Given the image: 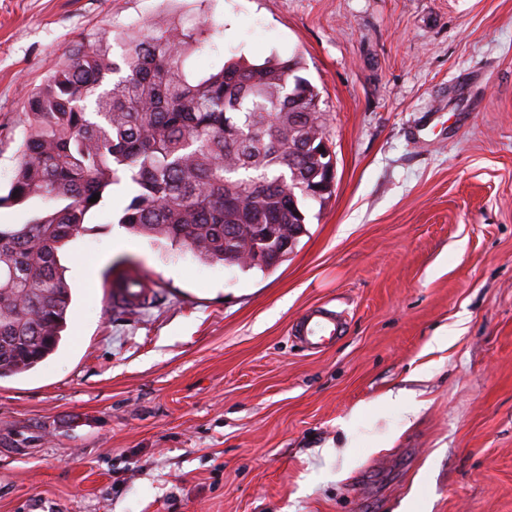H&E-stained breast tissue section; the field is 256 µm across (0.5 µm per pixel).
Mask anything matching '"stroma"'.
I'll return each instance as SVG.
<instances>
[{"mask_svg": "<svg viewBox=\"0 0 512 512\" xmlns=\"http://www.w3.org/2000/svg\"><path fill=\"white\" fill-rule=\"evenodd\" d=\"M204 20L195 72L300 57L335 191L244 271L111 254L115 187L60 252L62 344L0 379V512H512V0H0V190L71 49ZM121 273L152 308L107 306ZM157 290L154 278L127 274L113 279L106 287V302L116 310L137 313L153 303ZM296 331L297 337L315 350L334 344L340 337L339 322L331 314L321 311L303 317Z\"/></svg>", "mask_w": 512, "mask_h": 512, "instance_id": "obj_1", "label": "stroma"}]
</instances>
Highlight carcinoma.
Wrapping results in <instances>:
<instances>
[{
	"mask_svg": "<svg viewBox=\"0 0 512 512\" xmlns=\"http://www.w3.org/2000/svg\"><path fill=\"white\" fill-rule=\"evenodd\" d=\"M150 27L78 45L27 94L19 163L0 207L39 198L25 224H0V378L34 369L60 347L71 292L58 249L86 231L113 186L131 183L118 223L200 260L268 270L283 233H305V202L332 179L313 146L328 138L319 93L300 58L230 59L196 74L190 55L209 36ZM98 201L93 202V195ZM236 232L233 259L226 229Z\"/></svg>",
	"mask_w": 512,
	"mask_h": 512,
	"instance_id": "carcinoma-1",
	"label": "carcinoma"
}]
</instances>
